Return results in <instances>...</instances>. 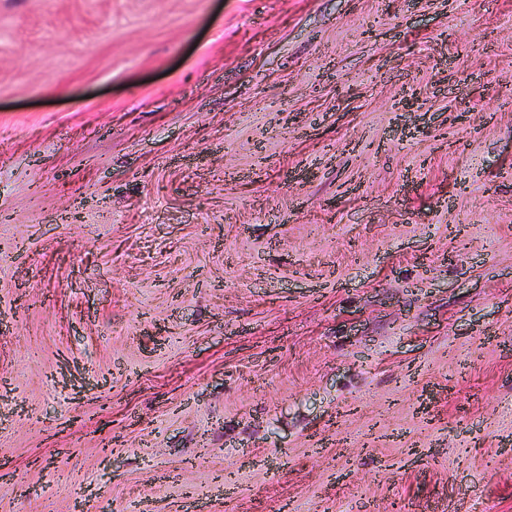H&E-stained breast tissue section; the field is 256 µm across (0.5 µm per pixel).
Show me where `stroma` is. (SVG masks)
Listing matches in <instances>:
<instances>
[{
    "mask_svg": "<svg viewBox=\"0 0 512 512\" xmlns=\"http://www.w3.org/2000/svg\"><path fill=\"white\" fill-rule=\"evenodd\" d=\"M0 512H512V0H0Z\"/></svg>",
    "mask_w": 512,
    "mask_h": 512,
    "instance_id": "obj_1",
    "label": "stroma"
}]
</instances>
